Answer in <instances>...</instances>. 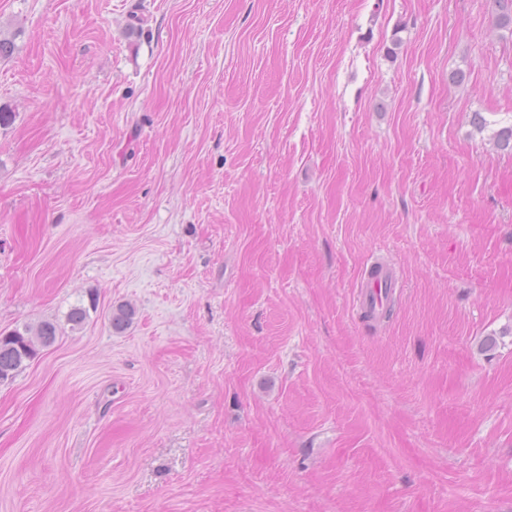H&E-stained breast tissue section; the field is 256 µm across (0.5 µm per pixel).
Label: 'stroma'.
Listing matches in <instances>:
<instances>
[{
  "instance_id": "stroma-1",
  "label": "stroma",
  "mask_w": 512,
  "mask_h": 512,
  "mask_svg": "<svg viewBox=\"0 0 512 512\" xmlns=\"http://www.w3.org/2000/svg\"><path fill=\"white\" fill-rule=\"evenodd\" d=\"M0 37V332L60 327L0 383V512H512L493 0H0ZM385 284L387 289H385ZM362 294V304L370 307L373 303L376 313L382 311L386 303L391 302L392 280L389 275L381 274L371 278L364 286Z\"/></svg>"
}]
</instances>
